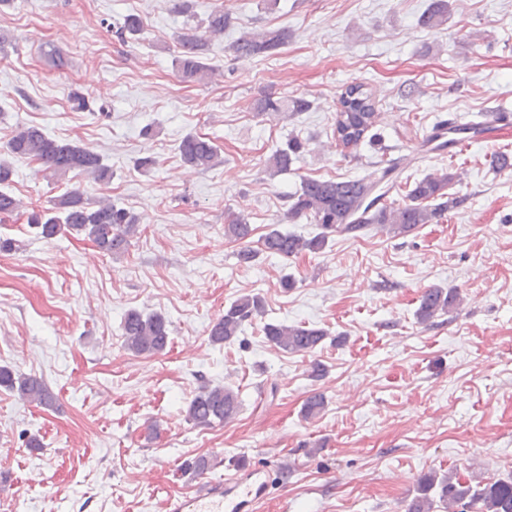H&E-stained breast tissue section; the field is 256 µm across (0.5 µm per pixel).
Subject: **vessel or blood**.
<instances>
[{"label":"vessel or blood","mask_w":512,"mask_h":512,"mask_svg":"<svg viewBox=\"0 0 512 512\" xmlns=\"http://www.w3.org/2000/svg\"><path fill=\"white\" fill-rule=\"evenodd\" d=\"M512 132V113L497 111L484 122L468 125L456 147L463 148L484 139L487 131ZM271 475L262 467H241L224 478L209 481L196 495L168 498L165 512H255L269 495Z\"/></svg>","instance_id":"obj_1"}]
</instances>
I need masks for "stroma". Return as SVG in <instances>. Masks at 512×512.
<instances>
[{
	"mask_svg": "<svg viewBox=\"0 0 512 512\" xmlns=\"http://www.w3.org/2000/svg\"><path fill=\"white\" fill-rule=\"evenodd\" d=\"M227 0H14L0 7V152L13 131L40 127L86 145L112 168L99 185L62 180L14 161L23 210L0 221V366L42 378L45 408L0 388V512H165L232 467L279 468L259 512H404L420 476L449 473L474 484L512 472V137L456 154L425 149L440 121L512 110V0H448L446 24L420 23L430 0H228L231 26L205 53L204 83L180 77L178 37ZM134 14L138 39L109 29ZM284 28L285 47L235 58L242 32ZM365 84L379 118L358 147L336 145L333 123L345 86ZM88 109H74L71 92ZM302 97L304 112H251L259 97ZM204 134L223 164L191 169L178 146ZM299 137L304 150L274 174L267 160ZM405 158L402 175L437 169L460 177L462 204L405 237L376 229L332 234L317 253L239 264L224 226L244 213L257 234L269 225L310 237L316 225L284 213L303 179L376 176L379 151ZM153 157L142 171L139 158ZM77 187L141 219L120 258L86 239L46 240L27 212ZM295 286L283 290L282 278ZM432 285L462 305L434 325L414 311ZM245 294L262 317L237 340L212 344L211 323ZM162 313L165 353L123 346L128 310ZM267 323L302 324L329 337L310 353L265 338ZM327 373L308 374L311 362ZM231 386L239 414L199 427L185 410L201 383ZM325 398L317 417L301 409ZM38 437V448L27 447ZM204 475L186 471L199 456Z\"/></svg>",
	"mask_w": 512,
	"mask_h": 512,
	"instance_id": "stroma-1",
	"label": "stroma"
}]
</instances>
